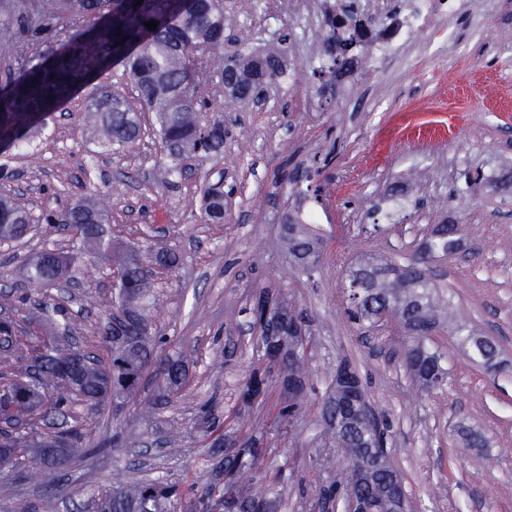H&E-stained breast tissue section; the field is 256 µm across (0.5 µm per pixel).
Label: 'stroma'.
Instances as JSON below:
<instances>
[{"label":"stroma","instance_id":"obj_1","mask_svg":"<svg viewBox=\"0 0 512 512\" xmlns=\"http://www.w3.org/2000/svg\"><path fill=\"white\" fill-rule=\"evenodd\" d=\"M306 2L224 0L225 51L284 44L288 75L261 104L196 79L208 104L202 123L223 118L229 134L223 157L188 160L175 185L154 180L162 151L152 113H141L134 143L106 152L83 127L80 93L26 150H0V197L41 217L95 192L109 201L113 237L142 261L176 252L177 266L157 276L153 316L164 353L188 370L168 400L158 397L162 373L147 372L111 422L73 404L69 419L85 435L70 462L46 488L0 467V512H96L108 488L131 477L179 481L194 498L217 501L222 456L198 432L207 417L230 421L233 440L263 448L243 483L266 486L276 512H344L331 492L349 462L327 437L322 406L345 359L385 433L409 512H512V40L501 38L512 32V0H469L448 20L455 43L433 52L417 40L346 82L314 79L329 58L321 15ZM90 24L63 0H0V82ZM476 170L495 173L496 183L467 188ZM217 182L227 218L209 224L201 190ZM303 205L333 218L309 275L283 244L284 213ZM442 222L463 230L458 253L434 264L445 276L448 318L432 345L448 377L429 394L398 362L409 341L399 324L370 331L351 319L345 269L409 255ZM71 247L68 234L43 222L0 246V316L17 317L23 298L38 294L65 308L71 346L105 359L111 266L89 254L79 281L35 290L26 278L29 258ZM263 288L287 299L310 341L304 404L291 418L279 413V372L251 404L242 399L252 372L265 367L250 327L252 297ZM461 324L471 340L457 335ZM482 336L496 342L500 371L480 366L472 340ZM471 432L481 445L470 444ZM193 500L177 512H195Z\"/></svg>","mask_w":512,"mask_h":512}]
</instances>
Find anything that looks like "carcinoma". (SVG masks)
I'll return each mask as SVG.
<instances>
[{
  "mask_svg": "<svg viewBox=\"0 0 512 512\" xmlns=\"http://www.w3.org/2000/svg\"><path fill=\"white\" fill-rule=\"evenodd\" d=\"M69 7L89 15L97 22L91 28L77 30L65 43L44 55L38 61L17 73H11L0 86V146L6 148L21 143L29 134L31 120L42 123L52 112L62 111L70 99L85 86L90 90L85 97L86 122L102 131L101 144L110 149L122 147L140 135L138 113L127 97L118 89L96 84L94 80L105 70L121 65L137 90L143 111L155 114L158 135L163 148V159L157 176L165 185H172L182 177L183 163L190 156L210 157L224 153V120L217 119L202 126L196 118L201 105L192 88L195 63L192 52L207 44L220 48L224 44L223 0H67ZM158 22L150 30L145 23ZM328 33L325 53L332 59L334 73L345 70L352 59L353 50L365 41V29L354 27L348 36L340 29L343 23L327 15ZM282 51L253 53L248 50L232 57L216 52L211 59V78L223 84L231 97L239 99L254 86L256 77L263 73L272 82L284 74ZM204 217L216 224L224 223V193L211 188L204 196ZM48 224H58L69 234L74 245L72 252L62 255L45 250L27 267V279L33 285L59 280H74L83 274V254L89 250L98 257L124 268L122 278L115 288L116 300L121 307L134 312L144 326L142 343L135 350L121 344H111L103 338L112 352L109 364H104L90 351L81 358L97 362L83 367L80 385L75 386L60 378L53 359L56 353L45 347L46 339L17 336L21 326L54 325L57 338L65 340L72 332L70 321L59 322L64 313L59 306L33 301L24 308L23 325L10 318L0 321V358L14 364L11 378L27 376L30 360L42 358L40 383L42 400L31 410L25 434L36 438L51 419L64 415V408L76 401L98 414L105 410L111 399L104 396L114 378H122L124 368L117 362L136 364L139 376L155 362L153 344L157 332L149 319V309L154 301L153 282L144 278L140 264L130 256L118 253V246L106 229L110 212L104 200L89 197L76 201L45 217ZM33 222L31 214L7 198L0 199V239L14 240L24 237V225ZM284 239L288 251L304 273L311 272L319 261L322 240L311 225L304 224L292 214L284 218ZM453 229L448 235L428 239L415 255L401 262L395 258L383 262L366 261L353 267L348 274V300L354 320L371 325L409 309L419 310L416 319L422 334L401 354V363L410 374L421 369L437 375L435 387H441L448 371L443 366V353L426 346L429 326H440L436 308L440 302L439 284L435 283L420 267L423 253L450 254L454 250ZM166 376L165 391L174 393L186 378L183 362L174 358L157 361ZM305 353H300L284 366L293 375L297 388L291 394L283 411L298 406L305 379ZM336 444L348 453L349 468L343 483L346 494L362 492L353 483L352 473L365 460L358 458L352 449L363 440H369L359 423L345 431L333 432ZM60 448H50L42 461L26 458L27 449L3 447L0 466L20 468L21 476L38 483L43 480L45 467ZM263 449L253 446L230 448L224 462V485L230 501L224 512H251L262 503L265 512H275L276 503L265 490L244 489L239 476L255 469ZM185 491L178 485L160 482L132 481L106 492L102 506L104 512H175Z\"/></svg>",
  "mask_w": 512,
  "mask_h": 512,
  "instance_id": "cac0c4a2",
  "label": "carcinoma"
}]
</instances>
